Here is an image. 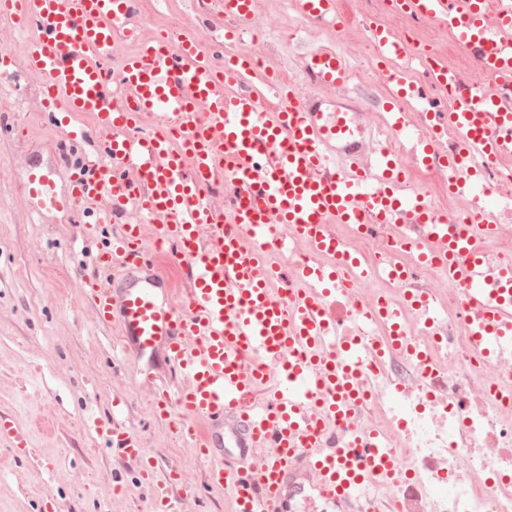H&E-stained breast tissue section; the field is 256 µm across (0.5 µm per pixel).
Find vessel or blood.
Wrapping results in <instances>:
<instances>
[{
    "label": "vessel or blood",
    "instance_id": "1",
    "mask_svg": "<svg viewBox=\"0 0 512 512\" xmlns=\"http://www.w3.org/2000/svg\"><path fill=\"white\" fill-rule=\"evenodd\" d=\"M139 0H0V23L26 36V70L43 80L44 105L61 129L76 167L49 177L37 166L20 173L29 199L43 210L99 206L122 218L118 236L88 282L94 320L118 322L120 352L132 361L164 352L184 378L176 396L159 394L154 413L173 419L195 453L212 461L209 481L233 478L236 512H285L301 472L316 474L332 498L352 496L366 473L395 475L396 459L377 434L351 429L362 399L360 345L339 346L324 307L356 257L337 236L338 224H394L415 217L427 225L419 263H441L464 286L467 334L476 353L512 338V263L487 276L482 251L454 220H440L424 196L408 191L388 149L340 172L344 153L361 137L355 107L334 97L353 79L351 65L331 48L308 51L301 75L315 91L286 95L277 110L237 85L253 68L247 55L214 51L240 38L255 0H217L235 28L216 31L204 51L183 40L178 51L163 32L142 35ZM338 0H296L298 11L326 28L338 24ZM403 16L443 21L457 44L493 80L489 89L460 80L436 56L424 69L430 83L453 93L450 120L466 141L448 156L460 168L472 151L492 162L512 155V0H392ZM124 37L136 50L114 58ZM380 74L397 96L416 99L420 86L404 64L396 31L369 30ZM211 119L199 123L196 114ZM98 120L100 148L82 143L76 117ZM179 130L174 142L171 130ZM68 193L57 190L58 182ZM173 243L189 283L181 303L162 294L145 245V225ZM291 229L294 242L322 261L300 276L313 285L286 303L274 287L270 251ZM121 278H113V265ZM281 375L268 402L253 394L267 384L265 366ZM204 428H197V421ZM103 433L137 462L153 488L156 512H180L194 496L176 468L156 463L129 433Z\"/></svg>",
    "mask_w": 512,
    "mask_h": 512
}]
</instances>
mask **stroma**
I'll return each instance as SVG.
<instances>
[{"label": "stroma", "instance_id": "1", "mask_svg": "<svg viewBox=\"0 0 512 512\" xmlns=\"http://www.w3.org/2000/svg\"><path fill=\"white\" fill-rule=\"evenodd\" d=\"M338 8L332 45L355 72L340 96L372 124L383 122L381 103L391 92L375 69L363 21L410 30L417 45L447 57L472 82L491 83L440 23L382 15L381 0H339ZM153 9L158 24L175 16L189 32L222 23L216 10L199 12L197 0H153ZM274 13L294 30L289 40L276 30L266 35L274 73L279 83H295L301 49L313 45L317 26L293 0H257L254 26ZM60 138L52 114L42 108L38 81H0V418L30 438L25 451L0 442V512H45L50 497L68 512H153L134 468L90 425L95 418L109 422L117 402L125 429L146 454L161 467L178 468L198 487L196 497L183 501L184 512H234L232 486L209 484L210 461L190 450L170 421L154 415L153 388L137 365L113 353L115 328L92 320L81 279L96 273L112 225L85 233L95 221L90 213L42 216L22 191L19 173L28 159L51 172L77 163V156L54 150Z\"/></svg>", "mask_w": 512, "mask_h": 512}]
</instances>
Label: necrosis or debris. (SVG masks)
<instances>
[{
  "mask_svg": "<svg viewBox=\"0 0 512 512\" xmlns=\"http://www.w3.org/2000/svg\"><path fill=\"white\" fill-rule=\"evenodd\" d=\"M406 175L407 189L432 187L437 209L467 224L475 201L445 195L447 167L413 164ZM336 233L365 265L390 260L411 269L401 282L378 274L351 276L350 287L326 303L337 337L374 346L363 365L366 398L357 426L379 433L407 477L397 482L371 473L359 496L322 500L310 474L300 490V512L317 499L321 512H512V341H499L490 363L472 357L461 285L439 268L414 266L410 253L391 248L399 237L420 238L416 221L372 224L364 233L340 224ZM410 293L427 297L432 308L428 314L411 312L407 321L424 358L420 364L386 349L387 323H367L358 315L376 300L402 309Z\"/></svg>",
  "mask_w": 512,
  "mask_h": 512,
  "instance_id": "1",
  "label": "necrosis or debris"
}]
</instances>
